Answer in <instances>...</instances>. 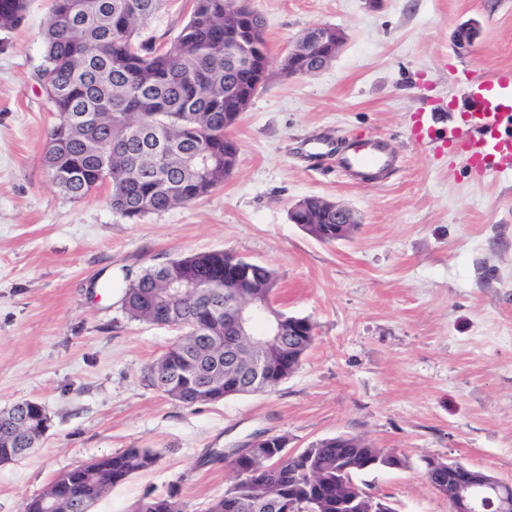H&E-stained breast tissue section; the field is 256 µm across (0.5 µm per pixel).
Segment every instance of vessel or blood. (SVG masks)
<instances>
[{
	"label": "vessel or blood",
	"instance_id": "obj_1",
	"mask_svg": "<svg viewBox=\"0 0 512 512\" xmlns=\"http://www.w3.org/2000/svg\"><path fill=\"white\" fill-rule=\"evenodd\" d=\"M465 107L457 123L442 126L435 112L419 113L412 129L416 143H439L463 150L484 175L512 165V69L478 79L463 94ZM348 167L371 169L384 165L379 147L358 144L345 158Z\"/></svg>",
	"mask_w": 512,
	"mask_h": 512
}]
</instances>
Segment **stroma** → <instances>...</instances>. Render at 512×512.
Listing matches in <instances>:
<instances>
[{
  "label": "stroma",
  "mask_w": 512,
  "mask_h": 512,
  "mask_svg": "<svg viewBox=\"0 0 512 512\" xmlns=\"http://www.w3.org/2000/svg\"><path fill=\"white\" fill-rule=\"evenodd\" d=\"M192 3L164 0L142 39H172ZM49 4L29 0L22 23L0 29V410L31 399L50 416L37 447L0 466V512L129 448L156 465L92 512L171 492L182 512H204L236 478L225 449L257 433L292 448L357 435L406 457L358 476L397 512H449L427 457L512 482V166L485 177L411 136L418 113L512 69V0H251L273 56L315 25L344 42L318 75L273 73L232 131L239 162L220 188L137 219L106 185L70 198L42 162L55 121L36 79ZM466 25L476 36L461 49ZM360 139L379 140L390 166L347 167ZM309 196L351 209L353 234L323 243L294 224ZM219 249L273 270L277 308L309 319L315 340L274 391L186 406L146 382L178 329L129 319L118 289Z\"/></svg>",
  "instance_id": "stroma-1"
}]
</instances>
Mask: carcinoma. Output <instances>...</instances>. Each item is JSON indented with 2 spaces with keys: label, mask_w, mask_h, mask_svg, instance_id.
Returning a JSON list of instances; mask_svg holds the SVG:
<instances>
[{
  "label": "carcinoma",
  "mask_w": 512,
  "mask_h": 512,
  "mask_svg": "<svg viewBox=\"0 0 512 512\" xmlns=\"http://www.w3.org/2000/svg\"><path fill=\"white\" fill-rule=\"evenodd\" d=\"M51 0L45 30V53L38 82L58 123L53 127L44 163L55 186L74 199L87 195L105 169L112 179V208L128 218L159 213L209 195L236 168L238 146L229 130L251 100L246 61L224 54L213 33L224 32V0H193V11L179 34L156 45L140 39V30L159 11L163 0ZM28 0H0V29L21 24ZM81 17L70 33L57 28L66 15ZM322 198L311 197L304 230L316 239L336 241V225L321 210ZM223 250L192 253L167 266L143 269L125 286L123 307L133 320L145 321L160 304L175 312L183 334L168 349L158 372L168 376L169 397L191 405L215 402L239 392L237 376L224 369L212 342L224 343ZM260 287L249 298L260 300L276 288L274 272L253 265ZM194 282L209 288L200 301L186 293L169 297L165 280ZM300 336L295 349L276 344L264 355L273 373L288 378L313 344ZM287 439L272 436L267 457L250 461L265 469L263 483L241 481L213 500L205 512H273L270 499L301 491L304 470L319 473L311 489L319 512H338L336 492L344 483L339 471L352 476L376 468L383 451L358 436L340 435L311 445L309 454L279 461ZM157 461L149 448H128L102 455L57 477L72 486L63 492L57 512H89L107 490ZM134 512H181L174 496H146Z\"/></svg>",
  "instance_id": "cac0c4a2"
}]
</instances>
